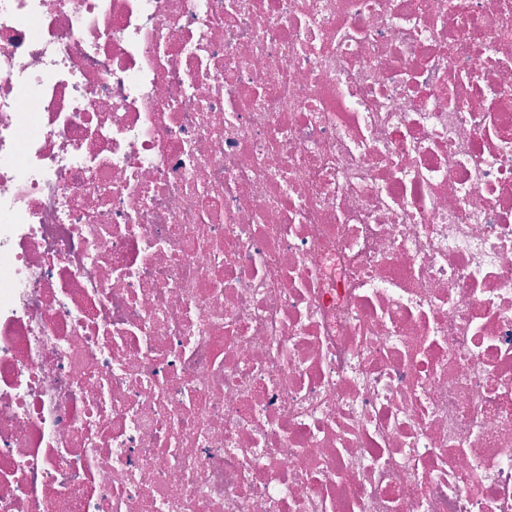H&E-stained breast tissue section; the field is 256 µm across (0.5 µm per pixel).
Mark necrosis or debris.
Here are the masks:
<instances>
[{
	"instance_id": "4bbe7bcc",
	"label": "necrosis or debris",
	"mask_w": 512,
	"mask_h": 512,
	"mask_svg": "<svg viewBox=\"0 0 512 512\" xmlns=\"http://www.w3.org/2000/svg\"><path fill=\"white\" fill-rule=\"evenodd\" d=\"M0 512H512V0H0Z\"/></svg>"
}]
</instances>
